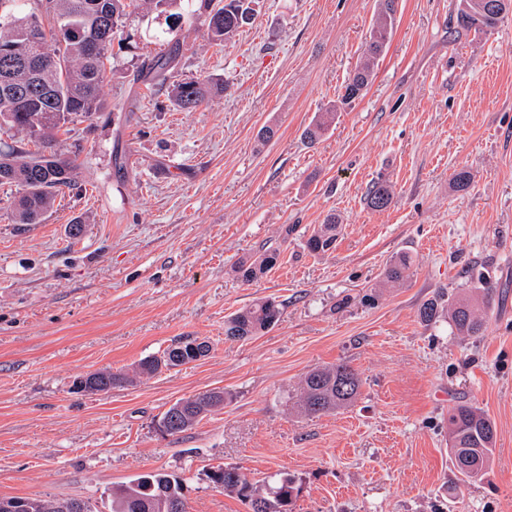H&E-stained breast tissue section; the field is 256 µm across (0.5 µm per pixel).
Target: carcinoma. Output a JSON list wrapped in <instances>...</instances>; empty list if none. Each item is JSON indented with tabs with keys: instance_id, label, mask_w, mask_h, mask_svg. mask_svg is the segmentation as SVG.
<instances>
[{
	"instance_id": "carcinoma-1",
	"label": "carcinoma",
	"mask_w": 512,
	"mask_h": 512,
	"mask_svg": "<svg viewBox=\"0 0 512 512\" xmlns=\"http://www.w3.org/2000/svg\"><path fill=\"white\" fill-rule=\"evenodd\" d=\"M97 0H0V129H16L38 145L34 152L5 143L0 145V185L17 186L20 195L12 202L15 223L40 224L57 196L75 182V159L66 154L56 134L75 117L90 119L108 108L104 94L106 62L112 43L125 27L131 11L165 16L167 29L155 36L170 49L146 57L136 69V80L146 85L164 86L168 73L177 64L178 33L185 25L204 18L212 42H228L239 29L252 23L254 0H104L107 13L99 15ZM398 0H377L374 22L365 48L344 86V93L331 108L319 112L304 130V138L314 144L330 129L336 113L364 96L375 69L388 46L396 21ZM482 0H458L467 9L456 8V29L488 32L495 29L504 14L512 10V0H495L496 11H481ZM49 28H44L43 20ZM40 35L34 51L29 31ZM98 43L96 52L90 44ZM224 94V82L206 77L169 86L172 104L192 112L216 96ZM366 205L383 210L393 200L391 186L374 181L366 193ZM339 220L327 215L309 236L306 248L312 253L330 250L336 242ZM275 252L238 267L242 279L250 282L277 263ZM412 260L397 255L385 270L390 282L410 278ZM491 285L445 299L441 294L423 304L422 322L431 324L448 319L455 336H478L490 308ZM279 304L271 298L258 299L239 309L224 323L228 340H247L268 329L279 318ZM189 342L178 340L161 354L143 359L135 375L151 377L163 368L189 364L205 357L210 345H197L192 355ZM130 380L121 373L95 372L74 383V388L104 392ZM361 379L349 364L317 367L300 384L301 408L307 415H321L348 407L356 398ZM224 407V392L208 391L171 405L159 424L170 435L191 428L207 414ZM448 454L461 480L474 483L485 474L496 442V429L480 409L458 404L448 410ZM216 487L236 494L251 512H293L294 499L301 491L295 478L278 474L261 484L250 482L239 468L219 466L207 474ZM16 512H95L88 500L58 501L41 497H9ZM112 512H187L182 481L163 472H148L126 484L112 488Z\"/></svg>"
}]
</instances>
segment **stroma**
<instances>
[{
	"instance_id": "obj_1",
	"label": "stroma",
	"mask_w": 512,
	"mask_h": 512,
	"mask_svg": "<svg viewBox=\"0 0 512 512\" xmlns=\"http://www.w3.org/2000/svg\"><path fill=\"white\" fill-rule=\"evenodd\" d=\"M456 6L399 0L367 92L313 145L303 132L342 94L375 0H258L255 21L220 45L202 24L183 31L171 82L227 86L192 112L134 83L160 50L159 21H127L104 85L127 122L106 111L70 124L64 145L83 147L76 184L43 223H15L17 189L0 186V497L111 512L113 486L161 471L183 479L188 512H249L206 477L227 465L258 483L296 476L294 512H512V15L458 33ZM271 123L277 134L262 141ZM463 167L474 180L460 191ZM380 177L394 197L375 211L364 197ZM330 213L341 218L334 247L309 253ZM269 251L277 265L243 281L240 263ZM404 252L410 278L381 287ZM481 276L493 295L480 335L421 321L438 291ZM268 297L282 305L273 326L225 339L232 313ZM179 339L211 350L105 393L73 389ZM339 362L360 375L357 399L299 415L300 379ZM210 389L223 390V409L159 431L173 403ZM458 403L496 428L475 484L448 454Z\"/></svg>"
}]
</instances>
